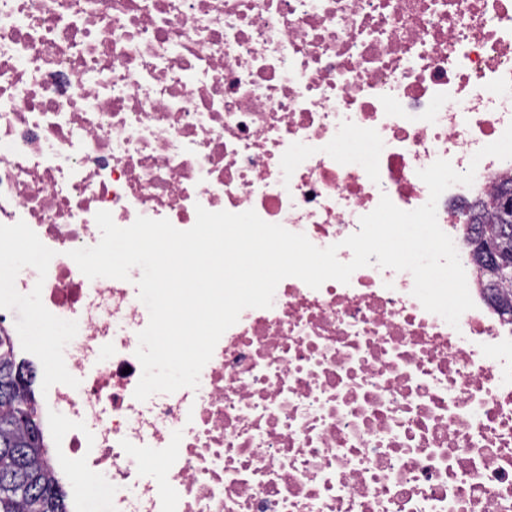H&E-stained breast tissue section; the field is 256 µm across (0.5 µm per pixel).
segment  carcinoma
Instances as JSON below:
<instances>
[{
    "mask_svg": "<svg viewBox=\"0 0 512 512\" xmlns=\"http://www.w3.org/2000/svg\"><path fill=\"white\" fill-rule=\"evenodd\" d=\"M504 195H512V178L499 183L488 199L470 206L469 212L477 233L512 248V223L506 226L498 218V201ZM472 259L498 299L496 308L503 315L512 313L508 283L498 278L492 264L475 255ZM24 368L9 337L0 336V512H68L37 423L33 378L19 376Z\"/></svg>",
    "mask_w": 512,
    "mask_h": 512,
    "instance_id": "carcinoma-1",
    "label": "carcinoma"
}]
</instances>
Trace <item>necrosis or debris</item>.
Returning <instances> with one entry per match:
<instances>
[{"label":"necrosis or debris","instance_id":"necrosis-or-debris-1","mask_svg":"<svg viewBox=\"0 0 512 512\" xmlns=\"http://www.w3.org/2000/svg\"><path fill=\"white\" fill-rule=\"evenodd\" d=\"M511 124L512 0H0V334L44 361L69 327L39 409L69 470H110L112 512H512V318L463 243L465 201L512 159L483 158L437 203L475 303L458 326L407 271L288 277L197 388L144 401L139 268L91 280L69 256L98 243V211L187 230L202 207L346 263L381 196L424 205L418 170L466 171ZM30 288L22 330L7 318Z\"/></svg>","mask_w":512,"mask_h":512}]
</instances>
